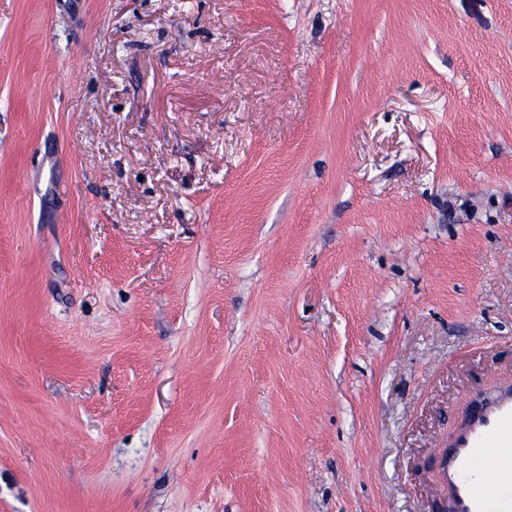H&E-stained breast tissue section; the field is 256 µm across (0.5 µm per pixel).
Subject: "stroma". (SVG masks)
Returning <instances> with one entry per match:
<instances>
[{
    "instance_id": "stroma-1",
    "label": "stroma",
    "mask_w": 512,
    "mask_h": 512,
    "mask_svg": "<svg viewBox=\"0 0 512 512\" xmlns=\"http://www.w3.org/2000/svg\"><path fill=\"white\" fill-rule=\"evenodd\" d=\"M512 386V0H0V512H446Z\"/></svg>"
}]
</instances>
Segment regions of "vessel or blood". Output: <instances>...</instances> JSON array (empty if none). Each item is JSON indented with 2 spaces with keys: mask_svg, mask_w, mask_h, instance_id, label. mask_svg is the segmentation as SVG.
I'll return each mask as SVG.
<instances>
[{
  "mask_svg": "<svg viewBox=\"0 0 512 512\" xmlns=\"http://www.w3.org/2000/svg\"><path fill=\"white\" fill-rule=\"evenodd\" d=\"M439 460L453 512H512V392L471 409ZM479 464L490 481L478 476Z\"/></svg>",
  "mask_w": 512,
  "mask_h": 512,
  "instance_id": "1",
  "label": "vessel or blood"
}]
</instances>
